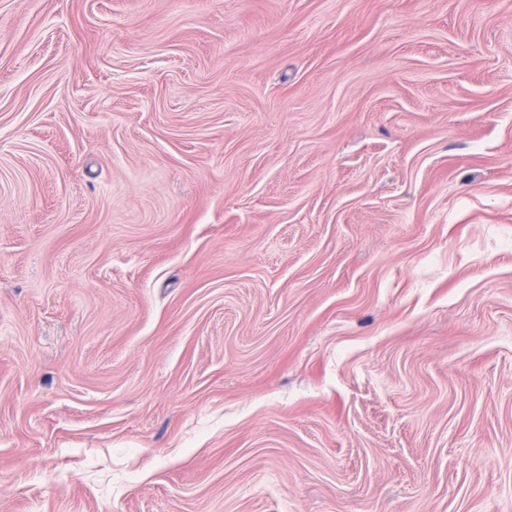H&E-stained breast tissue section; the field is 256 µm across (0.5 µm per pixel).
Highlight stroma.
<instances>
[{"label": "stroma", "mask_w": 512, "mask_h": 512, "mask_svg": "<svg viewBox=\"0 0 512 512\" xmlns=\"http://www.w3.org/2000/svg\"><path fill=\"white\" fill-rule=\"evenodd\" d=\"M0 512H512V0H0Z\"/></svg>", "instance_id": "1"}]
</instances>
